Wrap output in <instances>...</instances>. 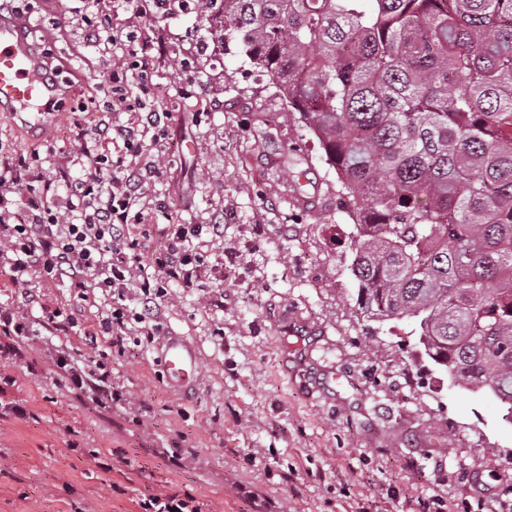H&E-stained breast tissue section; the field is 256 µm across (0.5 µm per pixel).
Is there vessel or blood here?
I'll return each instance as SVG.
<instances>
[{"label": "vessel or blood", "mask_w": 512, "mask_h": 512, "mask_svg": "<svg viewBox=\"0 0 512 512\" xmlns=\"http://www.w3.org/2000/svg\"><path fill=\"white\" fill-rule=\"evenodd\" d=\"M42 57L20 34L17 22L0 17V112L28 117L42 125L43 116L56 106L61 87L47 82ZM161 364L167 379L187 380L196 375L194 350L180 337H164Z\"/></svg>", "instance_id": "b4317fda"}]
</instances>
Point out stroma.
<instances>
[{
	"label": "stroma",
	"instance_id": "1",
	"mask_svg": "<svg viewBox=\"0 0 512 512\" xmlns=\"http://www.w3.org/2000/svg\"><path fill=\"white\" fill-rule=\"evenodd\" d=\"M30 43L95 84L110 64L81 36V0H23ZM112 20L155 42L152 78L169 114V148L156 160L146 202H168L177 224L224 214L237 286L224 306L208 289L170 288L165 324L198 356L188 384L157 375L159 348L108 358L128 403L104 406L70 388L42 336L36 366L0 358V512H138L141 495L188 492L210 512H512V424L486 389L457 385L422 353L412 321L378 323L355 307L348 269L351 221L336 173L315 138L284 117L272 80L225 53L194 13L112 0ZM82 111L56 112L29 131L0 112V145L18 153L78 148ZM265 228L261 241L253 229ZM30 288L93 325L96 308L66 281ZM304 320L286 329L284 316Z\"/></svg>",
	"mask_w": 512,
	"mask_h": 512
}]
</instances>
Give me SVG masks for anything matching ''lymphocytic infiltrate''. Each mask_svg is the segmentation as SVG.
<instances>
[{"label": "lymphocytic infiltrate", "mask_w": 512, "mask_h": 512, "mask_svg": "<svg viewBox=\"0 0 512 512\" xmlns=\"http://www.w3.org/2000/svg\"><path fill=\"white\" fill-rule=\"evenodd\" d=\"M150 41H143L135 76L114 59L99 90L109 120L78 129L90 139L75 158L81 173L57 188L39 155L0 151V284L27 291L34 277L65 279L81 300L98 292L104 307L89 338L109 337L113 352L155 345L165 334L162 301L171 285L212 283L214 307L224 305V269L232 249L214 253L224 239L222 217L210 224H168L154 231L145 185L153 173L148 146H161L169 114L142 98L152 71ZM40 321L15 307H0V354L22 357L20 341L37 329L68 333L74 319L39 303Z\"/></svg>", "instance_id": "1"}]
</instances>
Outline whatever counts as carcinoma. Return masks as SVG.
I'll return each mask as SVG.
<instances>
[{
    "instance_id": "1",
    "label": "carcinoma",
    "mask_w": 512,
    "mask_h": 512,
    "mask_svg": "<svg viewBox=\"0 0 512 512\" xmlns=\"http://www.w3.org/2000/svg\"><path fill=\"white\" fill-rule=\"evenodd\" d=\"M315 134L356 304L512 419V0H197Z\"/></svg>"
}]
</instances>
